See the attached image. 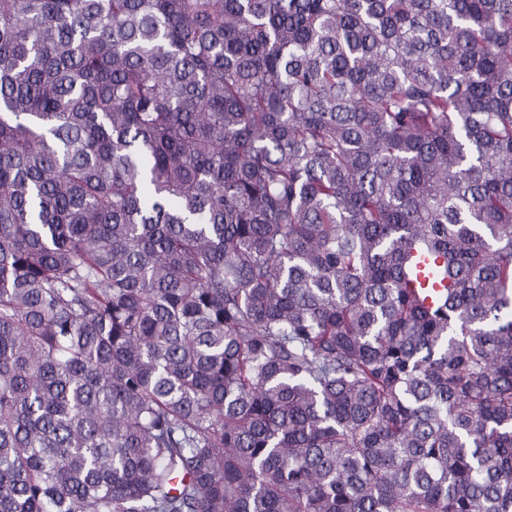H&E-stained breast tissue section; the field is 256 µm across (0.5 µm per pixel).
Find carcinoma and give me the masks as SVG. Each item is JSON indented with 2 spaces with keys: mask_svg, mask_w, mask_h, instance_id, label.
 Listing matches in <instances>:
<instances>
[{
  "mask_svg": "<svg viewBox=\"0 0 512 512\" xmlns=\"http://www.w3.org/2000/svg\"><path fill=\"white\" fill-rule=\"evenodd\" d=\"M0 512H512V0H0Z\"/></svg>",
  "mask_w": 512,
  "mask_h": 512,
  "instance_id": "carcinoma-1",
  "label": "carcinoma"
}]
</instances>
